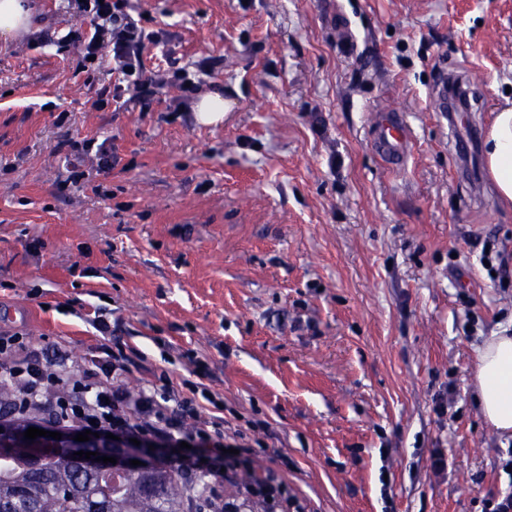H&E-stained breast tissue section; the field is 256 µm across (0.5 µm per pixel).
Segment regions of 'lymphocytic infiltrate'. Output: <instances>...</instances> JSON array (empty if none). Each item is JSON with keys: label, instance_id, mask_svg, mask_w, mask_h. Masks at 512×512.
<instances>
[{"label": "lymphocytic infiltrate", "instance_id": "lymphocytic-infiltrate-1", "mask_svg": "<svg viewBox=\"0 0 512 512\" xmlns=\"http://www.w3.org/2000/svg\"><path fill=\"white\" fill-rule=\"evenodd\" d=\"M66 2L68 12L91 20L89 30L72 40L81 69L93 73L107 66L122 76L111 91L98 96L95 108L128 97L146 109L157 89L170 84L180 94L170 101L169 111H185L201 84L182 69L147 74L143 52L150 35L131 15L130 0ZM143 360L137 349L103 345L83 364L63 359L51 363L43 346L22 333L0 331V381L9 382L15 392L11 415L0 421L8 425L30 418L51 427L77 426L102 436L134 438L153 446L156 455L174 464L184 477H193L203 463L214 477H221L229 459L225 444L243 452L249 437L241 429L225 433L223 417L206 411V404L216 398L203 382L205 361L192 358L191 375L180 382L164 371L130 390L125 378Z\"/></svg>", "mask_w": 512, "mask_h": 512}]
</instances>
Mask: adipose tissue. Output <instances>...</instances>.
<instances>
[{
	"label": "adipose tissue",
	"instance_id": "ef3b65f1",
	"mask_svg": "<svg viewBox=\"0 0 512 512\" xmlns=\"http://www.w3.org/2000/svg\"><path fill=\"white\" fill-rule=\"evenodd\" d=\"M31 0H0V42L36 31ZM490 176L501 200L512 202V105L496 113L485 142ZM474 396L485 422L512 436V335L499 330L478 351Z\"/></svg>",
	"mask_w": 512,
	"mask_h": 512
}]
</instances>
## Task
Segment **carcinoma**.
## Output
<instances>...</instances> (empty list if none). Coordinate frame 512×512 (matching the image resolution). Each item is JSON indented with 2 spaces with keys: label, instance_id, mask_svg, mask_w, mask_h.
<instances>
[{
  "label": "carcinoma",
  "instance_id": "obj_1",
  "mask_svg": "<svg viewBox=\"0 0 512 512\" xmlns=\"http://www.w3.org/2000/svg\"><path fill=\"white\" fill-rule=\"evenodd\" d=\"M153 491L139 481L80 469L65 454L55 455L44 473L34 472L27 450L15 446L0 455V508L10 512H90L108 504L112 512H185L186 479L172 465L151 476Z\"/></svg>",
  "mask_w": 512,
  "mask_h": 512
}]
</instances>
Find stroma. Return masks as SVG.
I'll return each instance as SVG.
<instances>
[{
  "instance_id": "35a3bbf8",
  "label": "stroma",
  "mask_w": 512,
  "mask_h": 512,
  "mask_svg": "<svg viewBox=\"0 0 512 512\" xmlns=\"http://www.w3.org/2000/svg\"><path fill=\"white\" fill-rule=\"evenodd\" d=\"M35 2L37 31L0 46V329L80 363L101 306L148 368L206 357L225 426L256 424L228 496L253 471L306 512L512 495V438L473 398L480 346L512 324V206L483 154L512 0H132L162 34L148 69L223 58L216 123L168 114L172 87L146 112L93 109L115 76L59 48L86 19ZM442 69L480 90L469 145L434 109ZM388 109L411 133L400 167L370 143Z\"/></svg>"
}]
</instances>
